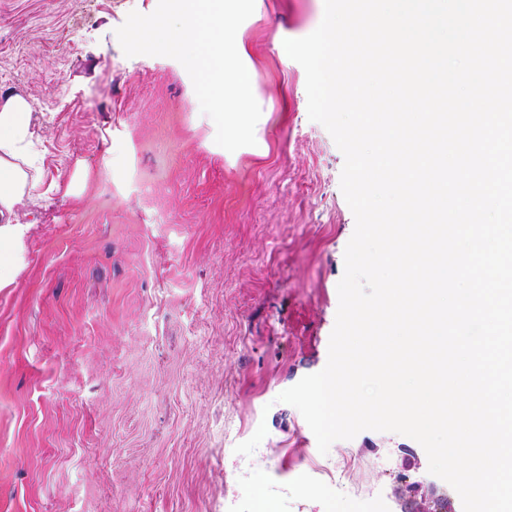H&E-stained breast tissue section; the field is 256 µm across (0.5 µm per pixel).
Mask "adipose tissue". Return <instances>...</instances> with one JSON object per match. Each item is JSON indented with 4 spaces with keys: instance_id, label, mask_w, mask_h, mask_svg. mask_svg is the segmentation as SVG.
I'll list each match as a JSON object with an SVG mask.
<instances>
[{
    "instance_id": "ef3b65f1",
    "label": "adipose tissue",
    "mask_w": 512,
    "mask_h": 512,
    "mask_svg": "<svg viewBox=\"0 0 512 512\" xmlns=\"http://www.w3.org/2000/svg\"><path fill=\"white\" fill-rule=\"evenodd\" d=\"M29 105L19 96L0 102V289L10 286L23 264L29 224L18 211L36 188L22 163L32 134Z\"/></svg>"
}]
</instances>
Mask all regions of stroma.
<instances>
[{
	"label": "stroma",
	"mask_w": 512,
	"mask_h": 512,
	"mask_svg": "<svg viewBox=\"0 0 512 512\" xmlns=\"http://www.w3.org/2000/svg\"><path fill=\"white\" fill-rule=\"evenodd\" d=\"M158 0H0V98L30 105L37 182L0 289V512H463L414 439L320 454L278 396L322 370L355 218L344 156L285 48L324 0L239 27L264 144L224 152L184 66L126 56Z\"/></svg>",
	"instance_id": "35a3bbf8"
}]
</instances>
